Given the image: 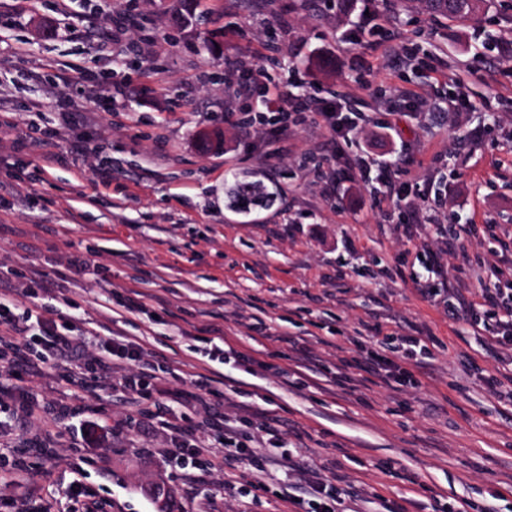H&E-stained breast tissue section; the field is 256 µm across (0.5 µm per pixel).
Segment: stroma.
Wrapping results in <instances>:
<instances>
[{"label":"stroma","mask_w":512,"mask_h":512,"mask_svg":"<svg viewBox=\"0 0 512 512\" xmlns=\"http://www.w3.org/2000/svg\"><path fill=\"white\" fill-rule=\"evenodd\" d=\"M126 7L131 49L117 68L105 32ZM368 10L393 30L390 52L367 34L344 41ZM270 29L309 91L348 96L359 126L351 144L333 145L313 118L279 137L225 122L258 111L224 80L259 63ZM108 77L129 95L89 98L88 85ZM459 84L471 111H434ZM0 99L13 109L0 126V183L30 202L0 200V289L43 270L55 287L41 301L46 318L74 305L91 327L145 338L168 388H189L200 326H222L248 357L211 364L225 417L250 434L273 419L302 463L344 476L361 512H447L461 499L468 512H512V347L483 350L465 321L420 293L431 284L479 300L512 241V0H492L467 24L407 0L325 12L311 0H0ZM31 125L61 133L49 168L19 145ZM76 134L87 150L74 149ZM365 155L404 165L408 204H424L435 223L406 230L397 209L375 205L378 183L358 169ZM104 160L106 187L93 176ZM236 178L260 180L274 202L231 206ZM429 184L438 199L420 201ZM452 212L475 234L451 238ZM129 288L143 310L113 319L104 300L119 304ZM268 329L303 339L315 369L298 370ZM390 333L432 340L419 386L373 374V339ZM13 386L71 416L0 425V497L71 512L65 489L79 476L107 512L290 510L281 471L260 488L248 466L188 484L166 462L171 432L85 368L66 378L50 359ZM87 417L103 434L93 446L76 433ZM19 458L29 471L15 483L7 471Z\"/></svg>","instance_id":"35a3bbf8"}]
</instances>
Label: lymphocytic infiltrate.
Returning <instances> with one entry per match:
<instances>
[{
	"label": "lymphocytic infiltrate",
	"mask_w": 512,
	"mask_h": 512,
	"mask_svg": "<svg viewBox=\"0 0 512 512\" xmlns=\"http://www.w3.org/2000/svg\"><path fill=\"white\" fill-rule=\"evenodd\" d=\"M238 95L257 96L265 112L264 121L277 134H287L290 126L309 117H319L333 142H348L358 124L347 111L346 98L336 95L318 96L308 91L296 71L278 77L261 65L244 68L236 79ZM498 288L486 293L483 301L465 305L466 320L474 329L492 331V340L499 346H512V266L498 270ZM70 313L59 314L57 320H47L41 306H19L17 300L0 298V349L6 350V362L11 369L34 377L42 370L45 358L52 357L63 366L83 363L91 372L111 373L126 365L121 376L129 401L138 410H155L158 418L174 432L179 442L168 449L167 455L181 469L183 476L198 479L215 470L234 468L243 464L265 475L268 466L283 467L287 474L304 476L306 485L302 498L293 502V512H341L349 488L320 478L287 452L288 439L268 424H260L263 445L267 454L246 445L237 427L226 424L222 414L210 413L212 379L203 373L193 374L192 392L163 388L160 366L149 354L140 339L113 333L111 339L74 325ZM206 410L204 424L210 432L211 443L190 439V430L180 422L179 410L188 404Z\"/></svg>",
	"instance_id": "1"
}]
</instances>
